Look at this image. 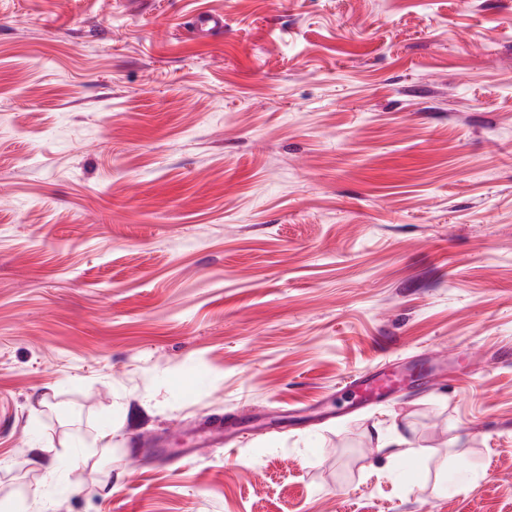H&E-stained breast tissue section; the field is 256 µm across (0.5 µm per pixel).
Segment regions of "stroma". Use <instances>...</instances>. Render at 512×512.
Wrapping results in <instances>:
<instances>
[{
    "label": "stroma",
    "mask_w": 512,
    "mask_h": 512,
    "mask_svg": "<svg viewBox=\"0 0 512 512\" xmlns=\"http://www.w3.org/2000/svg\"><path fill=\"white\" fill-rule=\"evenodd\" d=\"M507 346L512 0H0L15 512H512ZM407 375L400 370L370 373L347 383L354 399L360 403L385 399L397 386L405 383Z\"/></svg>",
    "instance_id": "35a3bbf8"
}]
</instances>
